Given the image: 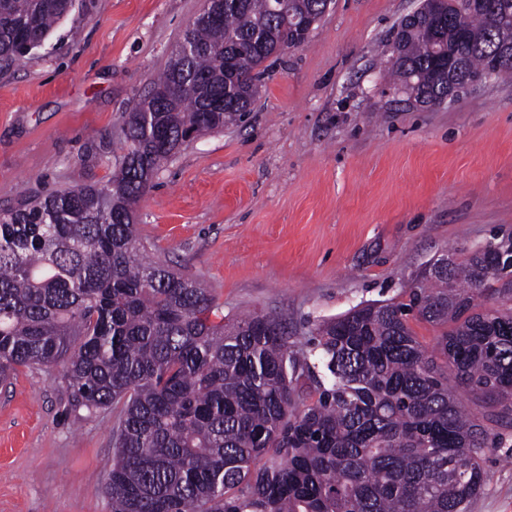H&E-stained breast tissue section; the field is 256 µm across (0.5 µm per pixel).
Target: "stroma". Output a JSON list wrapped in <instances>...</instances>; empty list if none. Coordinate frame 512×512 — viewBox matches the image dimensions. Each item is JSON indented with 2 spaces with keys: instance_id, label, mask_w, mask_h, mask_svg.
<instances>
[{
  "instance_id": "35a3bbf8",
  "label": "stroma",
  "mask_w": 512,
  "mask_h": 512,
  "mask_svg": "<svg viewBox=\"0 0 512 512\" xmlns=\"http://www.w3.org/2000/svg\"><path fill=\"white\" fill-rule=\"evenodd\" d=\"M421 0H335L271 61L245 123L205 134L136 208L149 260L198 279L226 317L291 318L294 341L353 306L400 299L439 255L512 232V75L414 107L384 72ZM202 0H90L0 72V209L105 185L126 109ZM115 412L73 406L61 371L0 386V512H109ZM469 512H512V430Z\"/></svg>"
}]
</instances>
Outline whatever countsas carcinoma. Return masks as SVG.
Instances as JSON below:
<instances>
[{
	"label": "carcinoma",
	"mask_w": 512,
	"mask_h": 512,
	"mask_svg": "<svg viewBox=\"0 0 512 512\" xmlns=\"http://www.w3.org/2000/svg\"><path fill=\"white\" fill-rule=\"evenodd\" d=\"M331 2L224 0L183 34L180 74L169 60L134 102L107 184L0 211V384L59 367L75 405L120 407L111 512H468L489 438L512 428V235L423 267L404 300L318 323L300 351L286 319L226 321L197 279L143 256L134 210L153 176L190 132L243 122L270 52L304 45ZM491 2L423 0L393 37L392 86L436 106L500 64L512 0ZM74 9L0 0V66ZM412 317L439 329L435 348Z\"/></svg>",
	"instance_id": "carcinoma-1"
}]
</instances>
